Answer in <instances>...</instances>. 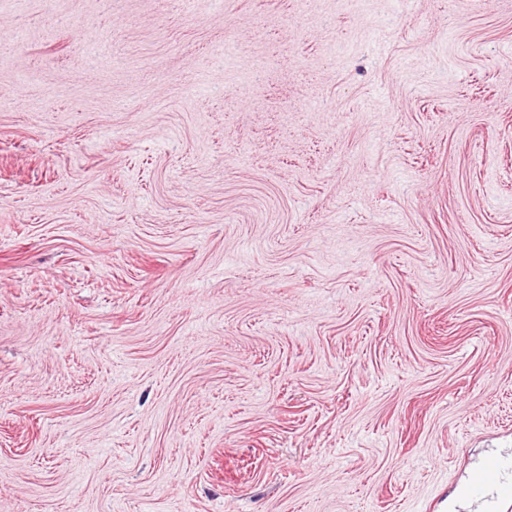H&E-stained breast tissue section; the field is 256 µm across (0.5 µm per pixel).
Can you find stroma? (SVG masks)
Returning a JSON list of instances; mask_svg holds the SVG:
<instances>
[{"mask_svg": "<svg viewBox=\"0 0 512 512\" xmlns=\"http://www.w3.org/2000/svg\"><path fill=\"white\" fill-rule=\"evenodd\" d=\"M512 454V0H0V512H483ZM471 489L498 512L512 510V459L508 454L484 456L471 474Z\"/></svg>", "mask_w": 512, "mask_h": 512, "instance_id": "stroma-1", "label": "stroma"}]
</instances>
